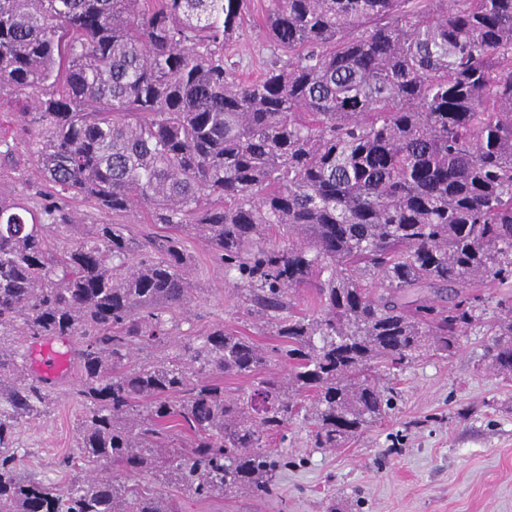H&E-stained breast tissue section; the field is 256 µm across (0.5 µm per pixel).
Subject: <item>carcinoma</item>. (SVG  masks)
<instances>
[{
  "label": "carcinoma",
  "instance_id": "1",
  "mask_svg": "<svg viewBox=\"0 0 512 512\" xmlns=\"http://www.w3.org/2000/svg\"><path fill=\"white\" fill-rule=\"evenodd\" d=\"M267 2L273 52L241 82L247 0H0V113L24 134L0 132V178L39 183L0 195V512H181L170 484L268 497L273 437L301 421L342 447L390 408L382 376L451 359L480 288H512V0ZM75 200L158 232L76 224ZM190 236L277 344L176 334ZM497 309L487 354L511 376ZM46 341L80 371L63 486L16 450L64 386L18 353Z\"/></svg>",
  "mask_w": 512,
  "mask_h": 512
}]
</instances>
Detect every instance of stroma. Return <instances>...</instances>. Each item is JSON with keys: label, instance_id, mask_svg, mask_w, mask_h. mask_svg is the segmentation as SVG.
<instances>
[{"label": "stroma", "instance_id": "obj_1", "mask_svg": "<svg viewBox=\"0 0 512 512\" xmlns=\"http://www.w3.org/2000/svg\"><path fill=\"white\" fill-rule=\"evenodd\" d=\"M262 8V0H250L230 51L242 79L256 77L271 54L265 28L255 24ZM190 245L196 258L190 277L202 293L181 332L221 323L256 335L237 314L234 290L211 250L197 238ZM486 330L475 324L450 360L413 361L396 379V409L343 447H309L300 425L287 440H271V450L289 460L273 496H183L181 512H512V377L491 369ZM78 412L75 401L60 396L44 416L22 425L25 477L62 480L59 460L79 454Z\"/></svg>", "mask_w": 512, "mask_h": 512}]
</instances>
